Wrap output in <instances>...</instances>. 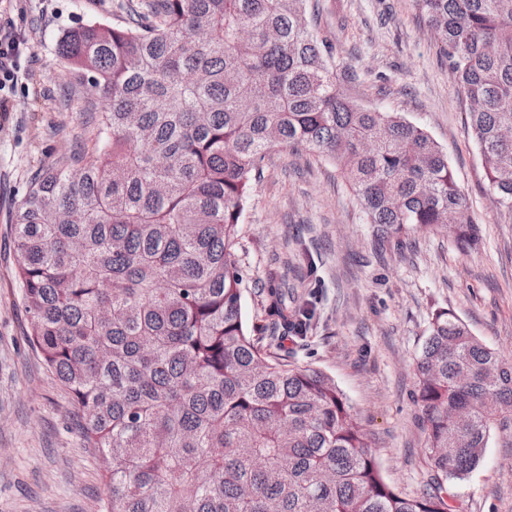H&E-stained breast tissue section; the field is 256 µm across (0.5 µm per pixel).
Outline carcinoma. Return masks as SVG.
Wrapping results in <instances>:
<instances>
[{
	"instance_id": "1",
	"label": "carcinoma",
	"mask_w": 512,
	"mask_h": 512,
	"mask_svg": "<svg viewBox=\"0 0 512 512\" xmlns=\"http://www.w3.org/2000/svg\"><path fill=\"white\" fill-rule=\"evenodd\" d=\"M311 0H125L57 53L105 107L96 158L37 169L11 217L29 342L97 452L105 512H451L444 482L512 424V362L445 308L416 360L431 482L384 478L343 392L260 344L242 314L238 225L273 149L336 164L378 243H481L448 155L398 112L352 104ZM512 212V0H416ZM270 288L301 336L310 316Z\"/></svg>"
}]
</instances>
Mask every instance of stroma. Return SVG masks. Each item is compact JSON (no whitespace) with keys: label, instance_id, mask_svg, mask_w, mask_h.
<instances>
[{"label":"stroma","instance_id":"stroma-1","mask_svg":"<svg viewBox=\"0 0 512 512\" xmlns=\"http://www.w3.org/2000/svg\"><path fill=\"white\" fill-rule=\"evenodd\" d=\"M320 2L314 25L335 48L345 97L401 113L441 145L482 240L469 255L425 232L377 246L332 161L277 148L238 226L243 313L255 335H281L266 299L275 276H285L289 296L312 319L283 355L336 382L384 477L411 495L428 478L411 391L434 310H451L512 361V214L491 201L467 104L415 0ZM112 3L0 0V29L25 40L17 83L0 88L9 107L0 114V512H102L105 487L71 426L70 397L28 342L10 218L37 168L77 152L93 157L81 104L96 94L76 84L56 46L73 28L114 24ZM445 487L453 512H512V428L496 431L479 467Z\"/></svg>","mask_w":512,"mask_h":512}]
</instances>
